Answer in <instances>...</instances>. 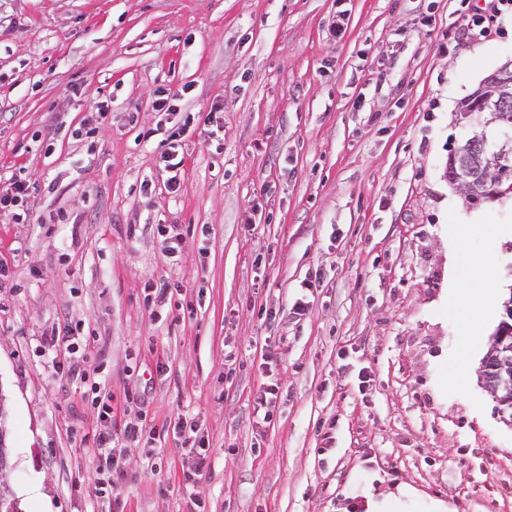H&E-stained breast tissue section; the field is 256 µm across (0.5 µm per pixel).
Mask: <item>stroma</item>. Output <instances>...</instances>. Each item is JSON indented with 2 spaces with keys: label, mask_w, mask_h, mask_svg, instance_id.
<instances>
[{
  "label": "stroma",
  "mask_w": 512,
  "mask_h": 512,
  "mask_svg": "<svg viewBox=\"0 0 512 512\" xmlns=\"http://www.w3.org/2000/svg\"><path fill=\"white\" fill-rule=\"evenodd\" d=\"M482 4L0 0V191L33 187L32 223L0 217V426L22 512H101L94 382L126 459L112 512H189L180 414L206 440L207 512H365L364 491L399 485L413 512H512V422L479 379L512 297V195L474 207L445 177L460 103L512 61V11L456 41ZM160 90L187 129L176 195L161 143L140 139ZM95 98L112 116L77 136ZM162 278L176 291L145 304ZM75 324L84 382L54 369L66 349L42 353ZM270 379L287 397L266 424ZM137 417L152 442L122 439ZM279 383L264 382L254 397V409L263 414V421L271 423L277 408V401L281 396Z\"/></svg>",
  "instance_id": "35a3bbf8"
}]
</instances>
